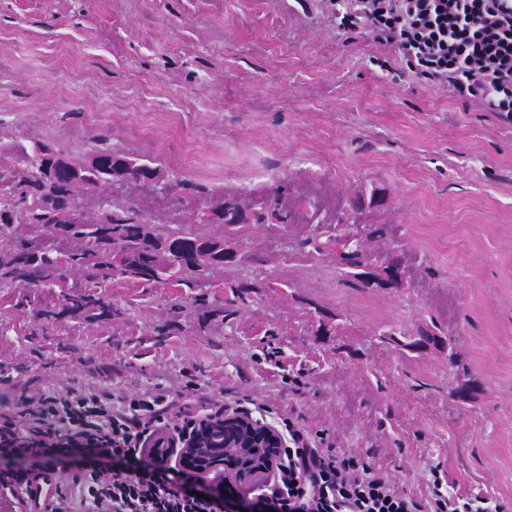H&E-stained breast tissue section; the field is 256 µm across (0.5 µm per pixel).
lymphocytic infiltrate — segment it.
<instances>
[{
    "mask_svg": "<svg viewBox=\"0 0 512 512\" xmlns=\"http://www.w3.org/2000/svg\"><path fill=\"white\" fill-rule=\"evenodd\" d=\"M351 25L395 45L407 67L488 112H512V0H347ZM190 422L192 406L162 394L114 401L110 391L71 385L21 393L0 420V456L50 457L63 449L134 459L144 442ZM293 468L267 512H423L391 491L381 473L325 456L290 433ZM218 502L176 488L157 470L75 475L55 512H218Z\"/></svg>",
    "mask_w": 512,
    "mask_h": 512,
    "instance_id": "1",
    "label": "lymphocytic infiltrate"
}]
</instances>
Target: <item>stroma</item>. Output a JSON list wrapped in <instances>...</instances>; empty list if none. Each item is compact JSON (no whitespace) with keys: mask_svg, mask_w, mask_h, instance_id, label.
Listing matches in <instances>:
<instances>
[{"mask_svg":"<svg viewBox=\"0 0 512 512\" xmlns=\"http://www.w3.org/2000/svg\"><path fill=\"white\" fill-rule=\"evenodd\" d=\"M342 16L336 0H0V174L21 146L78 165L112 149L178 189L115 184L81 207L107 197L245 256L201 288L110 279L112 319L45 324L61 289H0V402L72 381L176 398L191 381L400 495L512 512V115L415 75ZM278 190L291 223L207 220L224 195L257 211ZM358 194L370 204L355 230L401 254L403 287L336 268L341 206ZM317 203L331 221L314 228ZM312 231L324 253L305 245ZM258 275L266 287L241 298L224 286ZM422 328L442 345L405 348Z\"/></svg>","mask_w":512,"mask_h":512,"instance_id":"obj_1","label":"stroma"}]
</instances>
